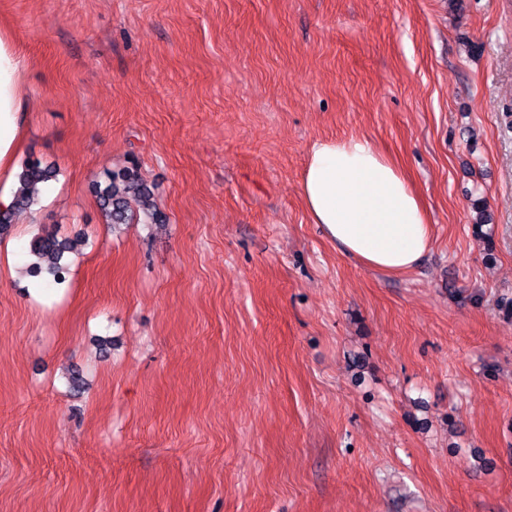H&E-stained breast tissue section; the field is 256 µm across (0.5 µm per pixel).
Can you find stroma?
Segmentation results:
<instances>
[{
	"instance_id": "35a3bbf8",
	"label": "stroma",
	"mask_w": 512,
	"mask_h": 512,
	"mask_svg": "<svg viewBox=\"0 0 512 512\" xmlns=\"http://www.w3.org/2000/svg\"><path fill=\"white\" fill-rule=\"evenodd\" d=\"M19 162L0 240V512H512V0H0ZM364 136L430 251L311 222L313 143ZM162 224H106L128 166ZM86 238L59 292L9 276ZM25 62L10 35L0 31V236H6L17 211L30 209L36 201V186L56 176V170L40 160L26 162L16 178V158L22 147ZM18 190L14 197V192Z\"/></svg>"
}]
</instances>
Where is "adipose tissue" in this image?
Wrapping results in <instances>:
<instances>
[{"label": "adipose tissue", "mask_w": 512, "mask_h": 512, "mask_svg": "<svg viewBox=\"0 0 512 512\" xmlns=\"http://www.w3.org/2000/svg\"><path fill=\"white\" fill-rule=\"evenodd\" d=\"M25 62L0 31V209L10 207L22 147ZM313 223L363 266L387 273L414 269L431 247L424 203L408 176L369 139L315 142L300 183Z\"/></svg>", "instance_id": "ef3b65f1"}]
</instances>
